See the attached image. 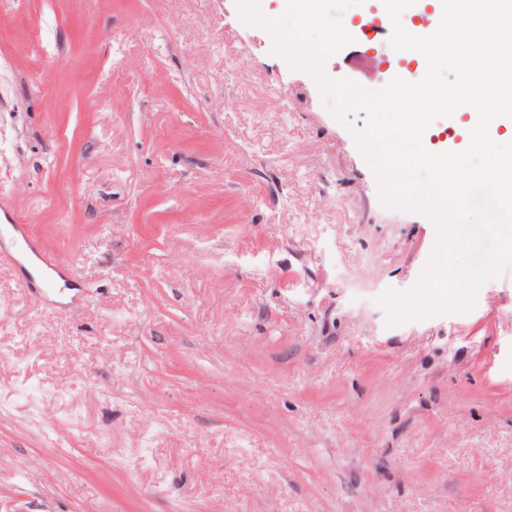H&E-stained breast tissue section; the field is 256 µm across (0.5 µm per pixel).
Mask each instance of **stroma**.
Wrapping results in <instances>:
<instances>
[{"mask_svg": "<svg viewBox=\"0 0 512 512\" xmlns=\"http://www.w3.org/2000/svg\"><path fill=\"white\" fill-rule=\"evenodd\" d=\"M274 46L238 0H0V512H512V267L389 325L435 227Z\"/></svg>", "mask_w": 512, "mask_h": 512, "instance_id": "obj_1", "label": "stroma"}]
</instances>
